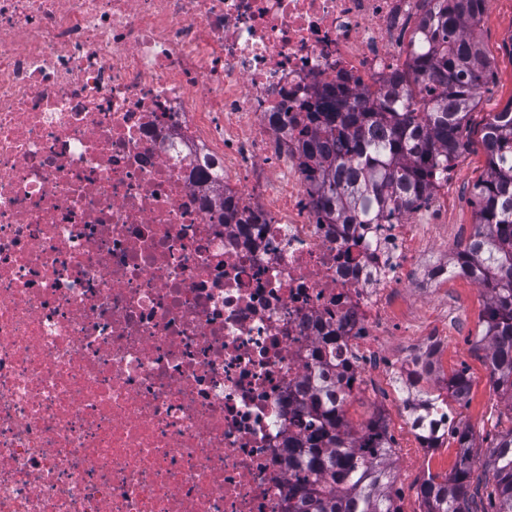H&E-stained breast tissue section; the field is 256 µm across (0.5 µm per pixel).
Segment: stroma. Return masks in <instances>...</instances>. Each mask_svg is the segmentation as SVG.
<instances>
[{"instance_id": "obj_1", "label": "stroma", "mask_w": 512, "mask_h": 512, "mask_svg": "<svg viewBox=\"0 0 512 512\" xmlns=\"http://www.w3.org/2000/svg\"><path fill=\"white\" fill-rule=\"evenodd\" d=\"M477 34L490 60L491 75L481 90L477 107L468 117L464 148L450 166L447 182L439 187L448 199L443 216L446 229L431 257L443 264L451 258L455 240L469 235L476 222L475 187L487 172L482 129L495 112L512 102V0H490ZM442 292L458 311L470 316L467 326L448 339V370L465 371L469 392L463 401L449 400L448 407L463 415L472 434L471 453L482 460L499 436L512 430V401L493 387L487 351L478 341L483 322L475 314L485 309L487 294L471 280L455 276L444 282ZM345 411L347 421L356 428L367 424L376 414H383L394 445L395 503L400 512H421L422 502L415 489L427 474L443 476L453 470L459 457L456 441H449L447 447L427 457L413 449L402 417L391 403L356 394L349 398Z\"/></svg>"}]
</instances>
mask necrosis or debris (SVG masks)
<instances>
[{
	"instance_id": "4bbe7bcc",
	"label": "necrosis or debris",
	"mask_w": 512,
	"mask_h": 512,
	"mask_svg": "<svg viewBox=\"0 0 512 512\" xmlns=\"http://www.w3.org/2000/svg\"><path fill=\"white\" fill-rule=\"evenodd\" d=\"M419 6L0 0V512H286L330 337L444 445L412 383L458 314L400 296L440 226L325 223L296 121L408 71Z\"/></svg>"
}]
</instances>
